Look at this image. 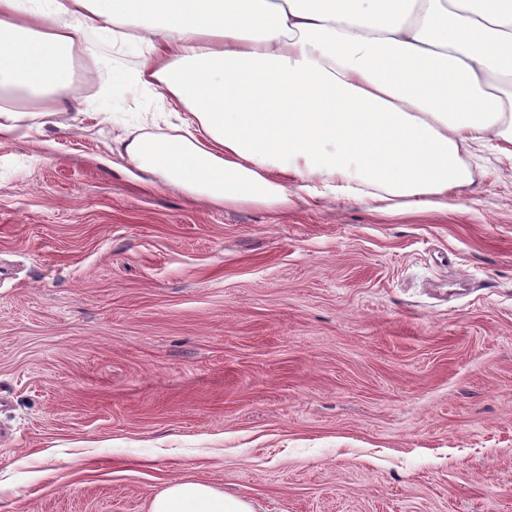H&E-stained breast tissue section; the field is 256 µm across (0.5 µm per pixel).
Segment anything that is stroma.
Listing matches in <instances>:
<instances>
[{
  "mask_svg": "<svg viewBox=\"0 0 512 512\" xmlns=\"http://www.w3.org/2000/svg\"><path fill=\"white\" fill-rule=\"evenodd\" d=\"M135 55L76 32L73 94L0 141V512H150L176 479L512 512V161L477 152L444 213L215 206L120 158L172 133Z\"/></svg>",
  "mask_w": 512,
  "mask_h": 512,
  "instance_id": "35a3bbf8",
  "label": "stroma"
}]
</instances>
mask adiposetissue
Segmentation results:
<instances>
[{"mask_svg": "<svg viewBox=\"0 0 512 512\" xmlns=\"http://www.w3.org/2000/svg\"><path fill=\"white\" fill-rule=\"evenodd\" d=\"M138 47L177 136L123 159L227 208L448 209L473 146L512 158V0H0V91L72 89L77 30ZM150 512H253L175 480Z\"/></svg>", "mask_w": 512, "mask_h": 512, "instance_id": "1", "label": "adipose tissue"}]
</instances>
